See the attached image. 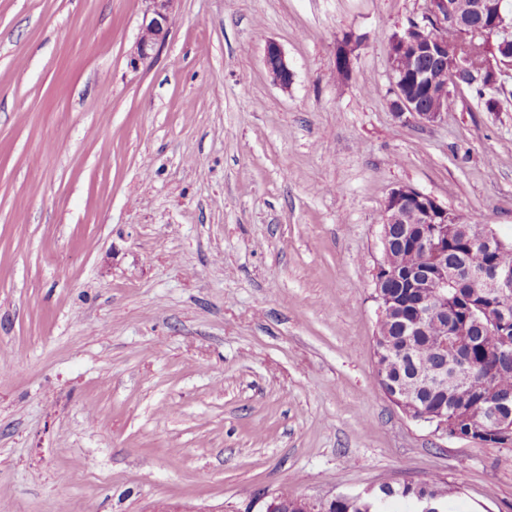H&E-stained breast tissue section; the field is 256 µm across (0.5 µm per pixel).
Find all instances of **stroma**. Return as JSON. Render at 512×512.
<instances>
[{"instance_id": "obj_1", "label": "stroma", "mask_w": 512, "mask_h": 512, "mask_svg": "<svg viewBox=\"0 0 512 512\" xmlns=\"http://www.w3.org/2000/svg\"><path fill=\"white\" fill-rule=\"evenodd\" d=\"M148 7L0 0V512L434 478L512 512V446L382 390L372 299L395 188L512 238V72L499 111L465 87L422 124L391 110L389 40L425 0H176L134 67ZM150 3L143 17L131 51V63L135 66L152 58L166 42L172 21L173 4L176 0H148ZM264 64L272 81L281 88H288L294 78V73L288 65L282 49L274 42L265 48Z\"/></svg>"}]
</instances>
